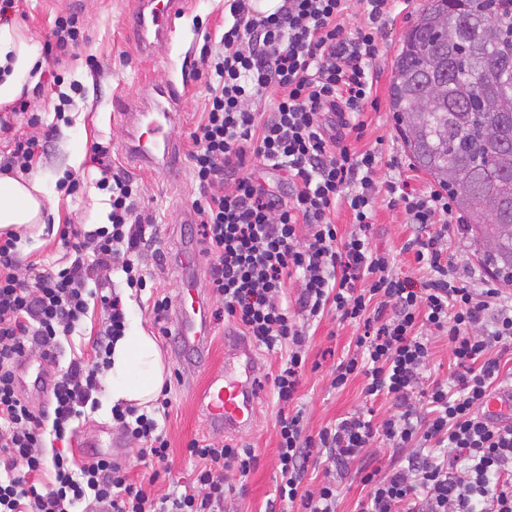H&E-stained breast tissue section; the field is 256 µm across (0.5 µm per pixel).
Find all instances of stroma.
I'll use <instances>...</instances> for the list:
<instances>
[{"mask_svg":"<svg viewBox=\"0 0 512 512\" xmlns=\"http://www.w3.org/2000/svg\"><path fill=\"white\" fill-rule=\"evenodd\" d=\"M137 0H20L19 7L9 21L18 40L32 47L37 54H45V43L58 16L75 13L84 21V37L68 54L59 58L47 57L44 71L37 79H24L30 91L28 114L14 116L15 133H31L29 113H36L43 124L54 125L56 133L46 146L38 164L33 167L47 196L52 218L58 224L100 225L106 222L111 210L108 192L96 186L101 177L98 163L92 162L88 150L92 143L109 146L106 159L112 172L118 173L139 186L140 210L148 223L153 224L160 247V255L145 254L142 264L152 274L161 293L171 300L182 294L185 279L205 281L211 263L203 248L196 247L189 264L178 258L182 242L199 239L197 224H190L186 216L193 211L199 196L192 176L189 153L193 148L190 134L202 119L205 110V82L194 79L192 92L182 108L184 119L176 130L179 162L171 174L136 170L127 155L123 116L116 112L114 98H138L145 83L166 82L182 62H197L203 46L218 47L224 32L226 0H191L187 12L177 20L169 51L148 58L141 54L136 38L128 24ZM427 0H399L392 17L385 23L379 37V55L373 63L376 78L373 101L367 104L363 118L367 124L364 137L356 147L381 150L384 162L379 180H410L418 189L426 190L433 182L418 170L408 155L389 105V85L393 63L407 29L416 21ZM13 132V133H14ZM78 179L75 192L65 189L67 182ZM410 235L401 209L389 208L378 201L371 230L374 251L389 254L399 272L414 274L412 254L402 246ZM101 320L99 306L89 309L83 335L72 337L63 346L58 363L31 352L28 362L49 374H61L70 358L91 355L90 336L96 335ZM211 334L206 356L193 354L172 355L175 340L161 343L160 348L168 371H180L182 381L171 390L172 410L165 422L171 443L169 459L173 479L188 481L193 468L185 453L187 443L194 438L210 436L221 439V432L210 431L203 415L195 405L194 395L210 373L224 368V337L232 333L231 325L210 319ZM359 330L340 322L329 314L307 329L309 368L292 403L303 410L310 430L316 431L337 419L355 412L373 411L375 420H382L390 412L385 400L365 398L361 378L349 381L345 388L331 387V373L337 362L353 345ZM262 368L257 374L261 385L256 394L260 421L251 430L234 434L238 443L254 448L258 465L244 482L243 492L228 497L224 512H283L284 502L278 497L280 476L277 469V434L275 428L277 401L273 394L270 375L279 362L277 354L258 348ZM104 392L99 410L80 426L78 459H90L93 453H111L114 441L123 434L112 423V378L104 376ZM326 481L337 488L336 512H355L366 490L355 468L341 470L312 455L305 482L318 486Z\"/></svg>","mask_w":512,"mask_h":512,"instance_id":"35a3bbf8","label":"stroma"}]
</instances>
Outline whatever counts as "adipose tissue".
I'll return each instance as SVG.
<instances>
[{
    "instance_id": "1",
    "label": "adipose tissue",
    "mask_w": 512,
    "mask_h": 512,
    "mask_svg": "<svg viewBox=\"0 0 512 512\" xmlns=\"http://www.w3.org/2000/svg\"><path fill=\"white\" fill-rule=\"evenodd\" d=\"M35 62L33 53L17 43L9 26H0V69L10 73L0 79V103L20 92L18 79ZM38 175L0 176V230H19L44 223L47 215ZM112 399L146 406L157 398L166 379L161 350L153 338L139 330L123 336L112 349Z\"/></svg>"
}]
</instances>
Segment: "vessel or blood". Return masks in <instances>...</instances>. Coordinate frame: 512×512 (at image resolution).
I'll use <instances>...</instances> for the list:
<instances>
[{"instance_id": "b4317fda", "label": "vessel or blood", "mask_w": 512, "mask_h": 512, "mask_svg": "<svg viewBox=\"0 0 512 512\" xmlns=\"http://www.w3.org/2000/svg\"><path fill=\"white\" fill-rule=\"evenodd\" d=\"M188 0H139L133 21L139 49L151 56L166 46ZM192 89L189 75L167 81L146 101L123 103L128 124L126 151L145 170H167L175 162L173 131L180 107ZM173 334L185 346L204 350L208 339L205 304L197 282H187L175 310ZM259 361L247 340L224 346V370L210 376L197 407L210 429L233 434L252 427L257 412L253 386Z\"/></svg>"}]
</instances>
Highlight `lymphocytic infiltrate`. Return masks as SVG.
Returning a JSON list of instances; mask_svg holds the SVG:
<instances>
[{
    "mask_svg": "<svg viewBox=\"0 0 512 512\" xmlns=\"http://www.w3.org/2000/svg\"><path fill=\"white\" fill-rule=\"evenodd\" d=\"M394 2L360 0L367 20L353 27L349 0H281L265 11L255 0H229L221 51L200 56L206 112L190 134L194 207L213 257L208 287L219 302L214 315L283 353L271 375L284 405L276 420L279 494L297 512H336L335 485L305 484L314 448L330 462L359 463L367 489L359 512H512V417L486 412L501 356L512 350V297L493 279L463 280L453 266L448 228L457 218L448 195L377 182L380 152L347 142L364 135L371 63ZM29 123L36 133L14 136L0 170L28 172L44 153L53 131L38 116ZM261 170L285 173V189L264 186ZM98 187L110 193L108 224L57 230L68 266L32 262L19 275L20 237L0 234V512H224L229 472L244 478L258 464L249 446L190 440L189 485L158 497L133 483L122 461L75 457L74 423L98 409L112 346L129 325L121 294L95 284L120 271L128 288L144 290L140 254L154 241L132 182L104 177ZM382 196L402 207L412 228L403 250L426 274L423 287L396 274L390 255L370 245ZM341 204L352 224L344 234L335 222ZM292 282L300 288L293 302ZM93 301L103 319L92 360L72 358L54 379L50 412L33 409L17 368L34 350L56 361ZM332 312L360 329L332 387L362 378L366 398L391 401L394 411L378 423L355 413L312 432L302 411L286 405L307 366L306 329ZM440 339L455 367L445 381L426 375ZM171 406L163 394L149 412L111 409L157 476L169 470L170 442L158 419ZM376 442L406 451L405 462L370 467L367 450Z\"/></svg>",
    "mask_w": 512,
    "mask_h": 512,
    "instance_id": "obj_1",
    "label": "lymphocytic infiltrate"
}]
</instances>
